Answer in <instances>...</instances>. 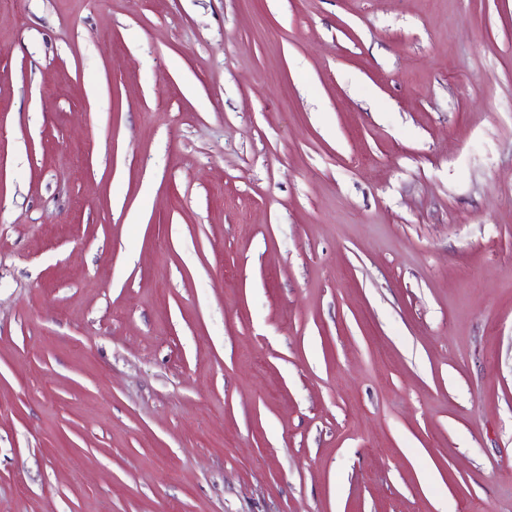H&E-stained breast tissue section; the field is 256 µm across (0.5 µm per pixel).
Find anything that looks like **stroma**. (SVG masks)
Returning a JSON list of instances; mask_svg holds the SVG:
<instances>
[{
  "label": "stroma",
  "mask_w": 512,
  "mask_h": 512,
  "mask_svg": "<svg viewBox=\"0 0 512 512\" xmlns=\"http://www.w3.org/2000/svg\"><path fill=\"white\" fill-rule=\"evenodd\" d=\"M0 512H512V0H0Z\"/></svg>",
  "instance_id": "stroma-1"
}]
</instances>
